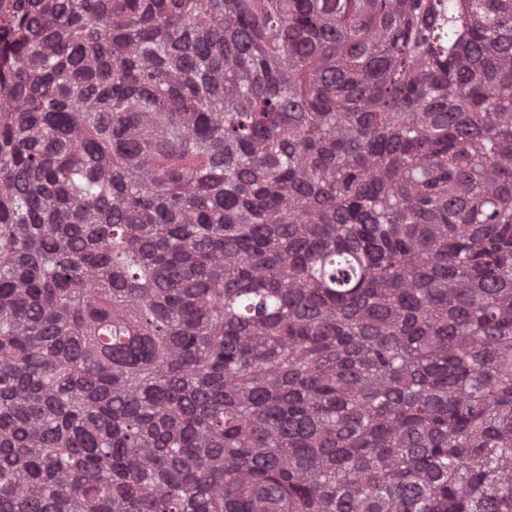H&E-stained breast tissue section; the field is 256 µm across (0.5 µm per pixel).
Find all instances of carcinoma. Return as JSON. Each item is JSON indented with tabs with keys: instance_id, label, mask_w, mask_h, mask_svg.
<instances>
[{
	"instance_id": "obj_1",
	"label": "carcinoma",
	"mask_w": 512,
	"mask_h": 512,
	"mask_svg": "<svg viewBox=\"0 0 512 512\" xmlns=\"http://www.w3.org/2000/svg\"><path fill=\"white\" fill-rule=\"evenodd\" d=\"M0 512H512V0H0Z\"/></svg>"
}]
</instances>
